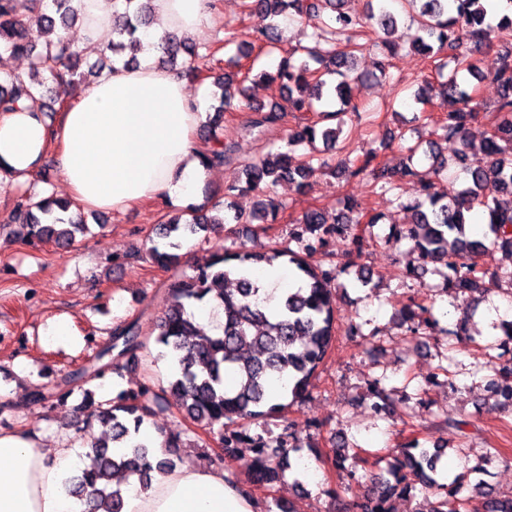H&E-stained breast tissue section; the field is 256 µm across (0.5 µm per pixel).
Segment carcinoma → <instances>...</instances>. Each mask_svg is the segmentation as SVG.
<instances>
[{"mask_svg": "<svg viewBox=\"0 0 512 512\" xmlns=\"http://www.w3.org/2000/svg\"><path fill=\"white\" fill-rule=\"evenodd\" d=\"M348 0H248V11L261 14L265 25L257 29L252 40H237V32L224 25V44L236 45V58H249L253 50L269 53L280 40L278 19L289 11L305 17L311 31L304 43L286 53L275 70L254 72L247 68L244 78L274 83L288 89V111L306 112L324 118H336L350 110L359 112L360 105L353 95L351 69L356 53L368 49L376 55L375 69L379 76L391 77L392 58L401 46L384 38L397 24L396 18L378 5V13H369L382 34L364 45L355 41L362 21L346 8ZM405 9L420 18L419 29L407 46V51L433 59L448 55L439 64L444 69L454 63L448 76L438 85H427L415 94L417 103L433 104L439 97L448 104L444 117L436 121L440 137L459 140L464 148L473 150L474 160L463 153L447 157L435 150L434 143L424 151L428 166L416 167L413 158L420 144L407 147V163L400 168L385 169L376 164L378 151L364 158L347 157L340 172L349 177L372 180V186L384 193H394L395 201L411 211L412 221L397 230L400 237L411 243L417 253L418 265L408 267L410 275L431 271L444 280V287L454 292L481 294L486 281L506 279L512 282V271L490 270L486 258L497 252L512 254V64H492L484 54L485 38L491 29L488 0H398ZM119 23L112 29V52L140 46L138 33L154 21L152 0H124ZM38 11L39 27L32 31L25 22V13ZM331 11L330 22H321L322 14ZM79 20L74 0H0V51L30 61L29 76L9 73L0 75V112H11L24 100L41 110H54L63 103L70 86L87 77L99 78L112 65L100 53L89 62L87 53L71 49L63 35L73 22ZM196 56L195 48L185 40L173 38L161 49L159 63L171 68L181 65L192 72L189 59ZM488 75L500 89L494 109L495 120L481 139L479 146L466 139L467 126L477 117L475 89L470 78ZM240 71H229L214 81L219 105L211 106L214 114L207 122L206 139L212 143L203 155L210 168L224 167L232 155L230 147L218 135L224 113L240 108L243 96ZM245 108L254 113L251 129L262 133L277 124L285 109L248 101ZM340 128L321 125L313 120L298 126L288 134L291 149L267 152L242 165L244 180H234L224 186V202L212 208L195 207L189 212L162 221V237L166 242L152 243L149 255L159 265L178 261L188 235L206 232L216 224H272L276 222L281 204L269 194L270 188L286 181L303 189L317 169H329L322 160L314 166V156L295 154L293 147L313 144L335 145ZM459 166L469 176L468 184L436 196L428 194L429 180ZM47 182L46 168H41L32 188L18 196L10 214V223L19 225L15 234L24 240H38L58 248L71 247L77 236L90 232L81 213L67 218L74 203L52 194L37 197L38 182ZM411 182L424 200L402 201L398 189ZM245 191H256L261 199L249 217L236 212L234 198ZM488 213V223L481 235L467 232L466 214L475 207ZM380 215L370 214L362 204L349 201L328 222L325 212L312 208L296 222L292 239L297 248L284 246L267 251L241 247L236 251L214 254L193 274L169 284L161 316L151 331L143 333L138 322L119 324L110 339L96 352L90 364L64 374L51 389L33 387L27 395L31 407H43L51 401L65 402L75 393L82 395L81 409H90L88 417L110 427V440L92 438L90 464L81 475L64 480V490L85 506V512H122L124 495L120 487L112 486L117 476L138 477L143 489H148L153 473H164L174 466L171 455L181 448L180 437L164 439L161 452L153 444L139 438L144 418L153 407L161 406L173 397L176 405L193 423L217 438L224 456H234L238 448L248 443L256 448L250 467V482L273 486L283 478V468L290 453L301 447L298 440L288 441L281 436L272 438L250 434L251 426L281 413L283 400L293 401L306 395L310 379L324 361L339 329L333 290L340 274L356 266L349 260L337 267L315 263L326 238L341 234L352 238L355 254L364 243L378 240L374 231ZM286 258L295 267V276L302 286L283 292L272 315L262 310L273 299L249 272ZM210 304L224 313L219 323L221 334L208 336L196 322L193 308ZM432 313V309L416 303L400 309L402 322L414 336L436 324L430 317L416 320L415 309ZM158 346V357L168 362L171 376L168 387L155 390L151 383L137 390L123 392L107 406L94 405L91 390L86 385L119 374L138 364L139 353L148 340ZM490 374L484 377L499 409L512 411V364L493 360L486 362ZM234 374L236 384L224 386V375ZM283 382L286 392L280 399L270 397L269 386ZM370 407L374 412L386 409L394 401V391L381 386V380L368 383ZM122 446L126 453H114ZM439 455L409 445L380 472L371 476L376 485L372 495L355 497L346 503L342 512H395L396 499L412 493L415 485L425 488V497L415 512H512V493L493 496L486 482L479 478L469 486L457 477L448 484L429 475L435 470ZM512 468V456L498 449H489L482 463L473 467L474 474H484L487 466Z\"/></svg>", "mask_w": 512, "mask_h": 512, "instance_id": "carcinoma-1", "label": "carcinoma"}]
</instances>
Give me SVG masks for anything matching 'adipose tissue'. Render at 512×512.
<instances>
[{"label": "adipose tissue", "instance_id": "1", "mask_svg": "<svg viewBox=\"0 0 512 512\" xmlns=\"http://www.w3.org/2000/svg\"><path fill=\"white\" fill-rule=\"evenodd\" d=\"M83 15L81 48L105 46L106 0H75ZM157 24L142 37L135 67L115 66L72 98L57 121L27 108L0 113V179L23 184L55 159L68 196L103 212L156 202H199L210 179L197 132L199 98L184 74L154 64L165 34L192 36L209 26L212 0H154ZM84 449L47 453L23 433H0V512H80L63 489L85 467ZM123 512H261L226 469L185 467L155 475L147 490L126 488Z\"/></svg>", "mask_w": 512, "mask_h": 512}]
</instances>
